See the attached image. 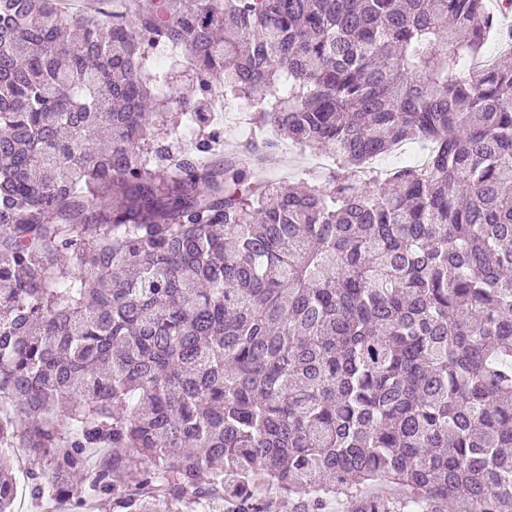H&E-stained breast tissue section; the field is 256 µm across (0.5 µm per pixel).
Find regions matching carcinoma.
<instances>
[{
    "label": "carcinoma",
    "mask_w": 512,
    "mask_h": 512,
    "mask_svg": "<svg viewBox=\"0 0 512 512\" xmlns=\"http://www.w3.org/2000/svg\"><path fill=\"white\" fill-rule=\"evenodd\" d=\"M0 0V449L40 512H512V66L485 0ZM170 66L150 72L159 46ZM195 79L193 96L158 84ZM333 167L203 164L213 79ZM425 164L378 173L409 141ZM0 452V512H18Z\"/></svg>",
    "instance_id": "cac0c4a2"
}]
</instances>
